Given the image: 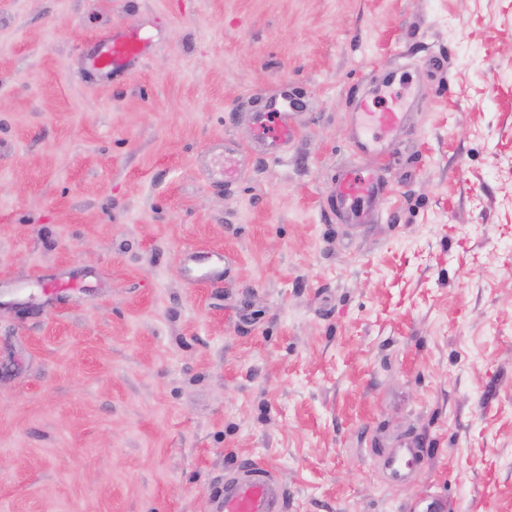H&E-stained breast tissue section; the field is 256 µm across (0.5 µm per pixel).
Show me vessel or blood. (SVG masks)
<instances>
[{
    "label": "vessel or blood",
    "mask_w": 512,
    "mask_h": 512,
    "mask_svg": "<svg viewBox=\"0 0 512 512\" xmlns=\"http://www.w3.org/2000/svg\"><path fill=\"white\" fill-rule=\"evenodd\" d=\"M151 43L145 32L113 31L110 38L95 46L94 64L120 71L142 59ZM296 107L288 91L267 99L260 115L267 120L252 145L253 150L277 158L281 148L296 131L290 120ZM355 120L348 141L359 154L377 159L386 157V143L395 138L408 125V107L387 108L380 112L368 109V98L356 93L352 96ZM390 191L388 181L382 177L380 167L343 169L336 176L327 197L330 213L340 224H353L371 216L372 201ZM225 271L223 254L190 256L184 259L180 272L190 280L220 277ZM422 443L418 438L401 439L394 448L383 455V464L389 477L397 482L410 477L421 458ZM220 512H286L287 494L283 484L264 465L250 463L234 465L224 471V486L219 493Z\"/></svg>",
    "instance_id": "1"
}]
</instances>
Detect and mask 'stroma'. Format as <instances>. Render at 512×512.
Returning <instances> with one entry per match:
<instances>
[{"instance_id":"obj_1","label":"stroma","mask_w":512,"mask_h":512,"mask_svg":"<svg viewBox=\"0 0 512 512\" xmlns=\"http://www.w3.org/2000/svg\"><path fill=\"white\" fill-rule=\"evenodd\" d=\"M387 74L392 192L339 224ZM285 88L284 155L214 175ZM252 461L287 512H512V0H0V512H217ZM146 32H129L117 28L106 41L94 47V64L112 71H120L142 59L151 43ZM352 107L356 119L349 129L348 141L353 150L376 159L386 157V142L395 138L408 125L410 104L385 108L382 112H370L367 96L355 92ZM181 274L190 280L218 278L225 273L224 255L214 252L206 256H189L184 259ZM422 442L416 437L401 439L395 448L383 454V464L389 477L397 482L408 479L421 458Z\"/></svg>"}]
</instances>
